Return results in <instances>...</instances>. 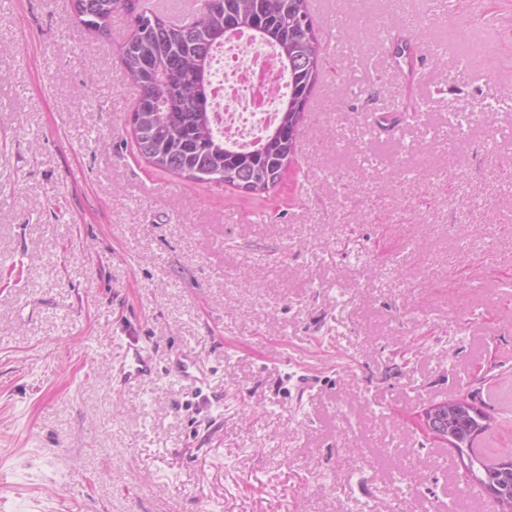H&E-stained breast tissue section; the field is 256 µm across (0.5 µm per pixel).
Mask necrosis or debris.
Returning <instances> with one entry per match:
<instances>
[{
  "label": "necrosis or debris",
  "mask_w": 512,
  "mask_h": 512,
  "mask_svg": "<svg viewBox=\"0 0 512 512\" xmlns=\"http://www.w3.org/2000/svg\"><path fill=\"white\" fill-rule=\"evenodd\" d=\"M287 92L277 47L256 44L244 32L217 49L213 112L225 142L241 149L252 147L275 121Z\"/></svg>",
  "instance_id": "1"
}]
</instances>
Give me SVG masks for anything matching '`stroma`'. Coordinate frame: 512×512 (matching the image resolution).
<instances>
[{"instance_id": "1", "label": "stroma", "mask_w": 512, "mask_h": 512, "mask_svg": "<svg viewBox=\"0 0 512 512\" xmlns=\"http://www.w3.org/2000/svg\"><path fill=\"white\" fill-rule=\"evenodd\" d=\"M454 2L311 12L355 59L258 196L138 154L125 14L0 0V512H497L417 419L497 391L512 452V0ZM128 338L160 374L117 392ZM172 375L178 381L193 384L205 385L208 382L207 373L197 364L195 355L187 352L183 353L177 361Z\"/></svg>"}]
</instances>
